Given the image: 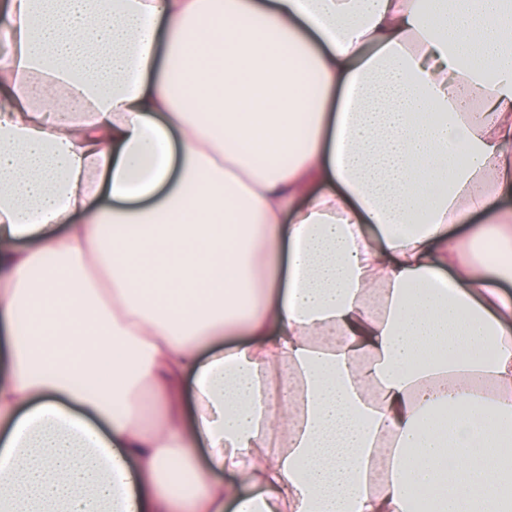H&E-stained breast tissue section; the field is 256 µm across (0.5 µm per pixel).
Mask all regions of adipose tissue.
Here are the masks:
<instances>
[{
    "mask_svg": "<svg viewBox=\"0 0 512 512\" xmlns=\"http://www.w3.org/2000/svg\"><path fill=\"white\" fill-rule=\"evenodd\" d=\"M0 35V512H512V0Z\"/></svg>",
    "mask_w": 512,
    "mask_h": 512,
    "instance_id": "1",
    "label": "adipose tissue"
}]
</instances>
